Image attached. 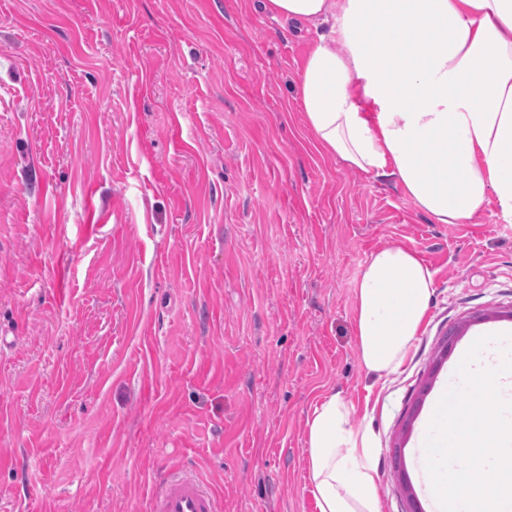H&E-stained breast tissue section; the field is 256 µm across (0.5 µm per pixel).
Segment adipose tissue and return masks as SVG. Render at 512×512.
<instances>
[{
	"instance_id": "ef3b65f1",
	"label": "adipose tissue",
	"mask_w": 512,
	"mask_h": 512,
	"mask_svg": "<svg viewBox=\"0 0 512 512\" xmlns=\"http://www.w3.org/2000/svg\"><path fill=\"white\" fill-rule=\"evenodd\" d=\"M274 16L331 23L298 80L307 126L347 168L396 179L434 223L487 203L512 223V0H262ZM434 276L415 251L371 253L356 282L359 362L383 377L408 359ZM317 512H381L377 437L332 393L306 420Z\"/></svg>"
}]
</instances>
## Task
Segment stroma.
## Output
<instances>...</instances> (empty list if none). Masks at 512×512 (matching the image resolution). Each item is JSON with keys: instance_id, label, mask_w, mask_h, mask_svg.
I'll return each instance as SVG.
<instances>
[{"instance_id": "stroma-1", "label": "stroma", "mask_w": 512, "mask_h": 512, "mask_svg": "<svg viewBox=\"0 0 512 512\" xmlns=\"http://www.w3.org/2000/svg\"><path fill=\"white\" fill-rule=\"evenodd\" d=\"M317 40L253 0H0V512H151L185 466L222 512H317L305 421L333 392L378 437L382 512H436L416 441L458 349L512 334V223H433L322 153ZM391 245L434 293L375 382L354 288Z\"/></svg>"}]
</instances>
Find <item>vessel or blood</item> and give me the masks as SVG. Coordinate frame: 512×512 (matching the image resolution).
Masks as SVG:
<instances>
[{
    "label": "vessel or blood",
    "mask_w": 512,
    "mask_h": 512,
    "mask_svg": "<svg viewBox=\"0 0 512 512\" xmlns=\"http://www.w3.org/2000/svg\"><path fill=\"white\" fill-rule=\"evenodd\" d=\"M151 512H221L220 499L193 468L187 467L156 481Z\"/></svg>",
    "instance_id": "obj_1"
}]
</instances>
